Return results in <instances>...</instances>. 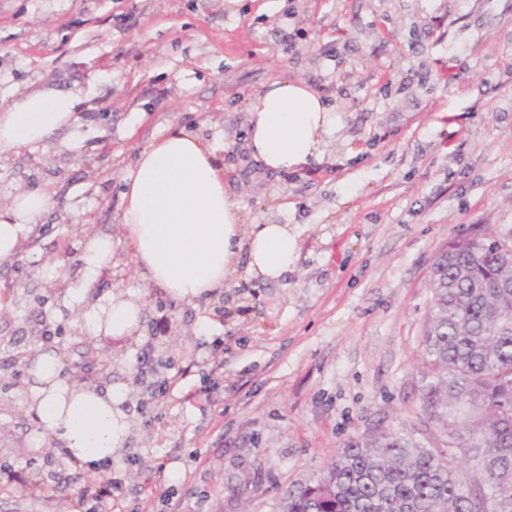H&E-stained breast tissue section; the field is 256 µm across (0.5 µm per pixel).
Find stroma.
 I'll return each instance as SVG.
<instances>
[{"label": "stroma", "instance_id": "obj_1", "mask_svg": "<svg viewBox=\"0 0 512 512\" xmlns=\"http://www.w3.org/2000/svg\"><path fill=\"white\" fill-rule=\"evenodd\" d=\"M280 76L337 117L297 172L246 149L248 109ZM45 84L94 108L78 147L61 130L0 155V198L52 197L25 264L0 259V464L23 477L0 512H67L95 474L30 409L13 357L39 323L68 362L91 349L95 388L127 389L112 512H282L348 440L422 428L433 260L459 238H512V0H0V111ZM172 126L216 146L245 224L297 226L284 279L249 275L243 251L226 287L191 302L138 275L122 177ZM94 233L114 251L91 278ZM113 296L139 302L138 328L84 330L76 312ZM34 473L51 496L29 493Z\"/></svg>", "mask_w": 512, "mask_h": 512}]
</instances>
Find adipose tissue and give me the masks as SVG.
I'll return each mask as SVG.
<instances>
[{
	"instance_id": "obj_1",
	"label": "adipose tissue",
	"mask_w": 512,
	"mask_h": 512,
	"mask_svg": "<svg viewBox=\"0 0 512 512\" xmlns=\"http://www.w3.org/2000/svg\"><path fill=\"white\" fill-rule=\"evenodd\" d=\"M90 107L89 95L55 87L19 95L0 113V154L37 146L55 131L74 127ZM335 126L336 115L318 92L302 79L280 77L251 106L247 148L265 169L298 171L320 155ZM123 179L120 221L136 267L173 297L189 302L223 288L242 250L248 271L265 280L279 281L295 268L298 230L291 224L243 223L213 144L170 128L140 151ZM50 205L42 190L18 192L0 204V259L16 253ZM140 312L135 301H112L85 312L84 326L95 334L127 336ZM34 358L45 366L31 387L43 433L63 437L79 461L112 458L128 431L124 388L66 382L56 351L41 349Z\"/></svg>"
}]
</instances>
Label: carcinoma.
Here are the masks:
<instances>
[{"mask_svg":"<svg viewBox=\"0 0 512 512\" xmlns=\"http://www.w3.org/2000/svg\"><path fill=\"white\" fill-rule=\"evenodd\" d=\"M434 264L420 341V407L442 443L382 433L353 440L317 479L288 492V512H496L512 499V267L484 240L448 243ZM465 276L457 278L454 269Z\"/></svg>","mask_w":512,"mask_h":512,"instance_id":"obj_1","label":"carcinoma"}]
</instances>
